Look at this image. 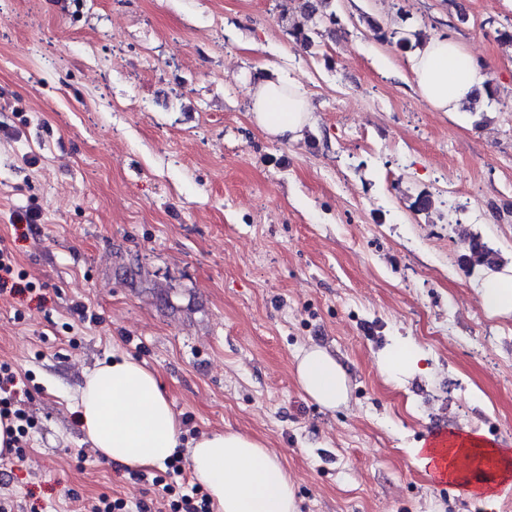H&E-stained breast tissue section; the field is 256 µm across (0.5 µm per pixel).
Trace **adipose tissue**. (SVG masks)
I'll use <instances>...</instances> for the list:
<instances>
[{
    "label": "adipose tissue",
    "instance_id": "obj_1",
    "mask_svg": "<svg viewBox=\"0 0 512 512\" xmlns=\"http://www.w3.org/2000/svg\"><path fill=\"white\" fill-rule=\"evenodd\" d=\"M414 90L436 112H459L484 84L479 61L452 37L424 40L409 60ZM253 122L276 140L302 141L313 124L306 95L287 81L251 88ZM487 315L512 314V271L496 273L479 291ZM423 353L413 341L388 345L377 357L382 376L400 383L420 374ZM294 373L302 392L333 411L349 401L347 374L327 349L303 348ZM86 442L105 459L130 468L163 467L186 455L196 483L215 512H299L297 493L278 457L257 439L237 431L201 435L184 448L181 430L158 376L126 354H113L84 373L74 397ZM448 476L474 490L512 481V454L469 432L445 450Z\"/></svg>",
    "mask_w": 512,
    "mask_h": 512
}]
</instances>
